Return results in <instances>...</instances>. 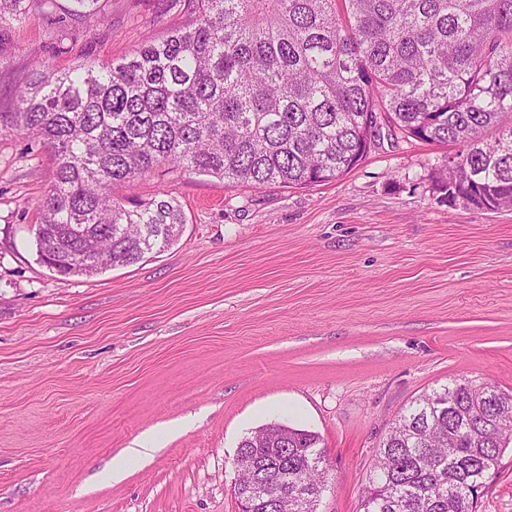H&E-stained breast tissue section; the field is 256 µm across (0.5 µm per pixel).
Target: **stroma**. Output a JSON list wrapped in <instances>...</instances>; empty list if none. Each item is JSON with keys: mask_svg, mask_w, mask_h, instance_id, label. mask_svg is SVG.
Masks as SVG:
<instances>
[{"mask_svg": "<svg viewBox=\"0 0 512 512\" xmlns=\"http://www.w3.org/2000/svg\"><path fill=\"white\" fill-rule=\"evenodd\" d=\"M189 18L170 0L1 14L0 112L35 61H118ZM456 152L401 139L304 188L151 174L115 193L175 198L176 243L63 278L35 242L51 157L0 132V512H238V444L274 422L326 450L317 512H360L412 401L464 378L512 391V209L441 202ZM147 432L158 452L108 479ZM473 512H512V446Z\"/></svg>", "mask_w": 512, "mask_h": 512, "instance_id": "obj_1", "label": "stroma"}]
</instances>
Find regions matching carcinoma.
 Listing matches in <instances>:
<instances>
[{
	"instance_id": "1",
	"label": "carcinoma",
	"mask_w": 512,
	"mask_h": 512,
	"mask_svg": "<svg viewBox=\"0 0 512 512\" xmlns=\"http://www.w3.org/2000/svg\"><path fill=\"white\" fill-rule=\"evenodd\" d=\"M193 19L118 62L34 65L0 130L39 140L55 177L36 246L62 277L133 264L171 245L173 198L114 194L162 167L254 188L354 169L381 136L458 144L435 189L448 204L512 207V0H193ZM497 131L493 142L484 139ZM454 382L414 400L376 449L363 512H472L512 443V393ZM315 433L245 436L280 464L299 512L325 485ZM252 512H283L265 495Z\"/></svg>"
}]
</instances>
